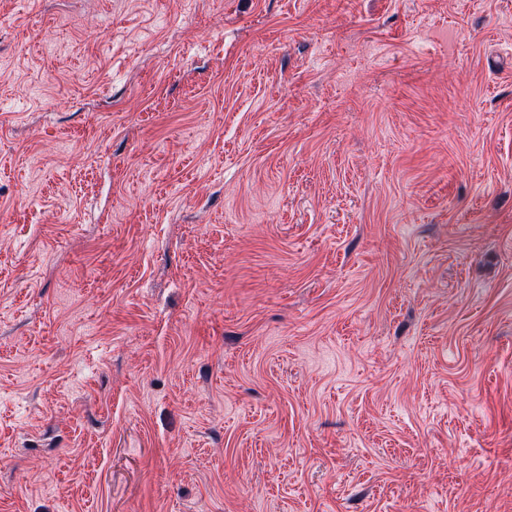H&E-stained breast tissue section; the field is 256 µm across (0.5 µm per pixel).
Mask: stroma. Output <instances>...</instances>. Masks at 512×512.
I'll return each instance as SVG.
<instances>
[{
	"label": "stroma",
	"instance_id": "stroma-1",
	"mask_svg": "<svg viewBox=\"0 0 512 512\" xmlns=\"http://www.w3.org/2000/svg\"><path fill=\"white\" fill-rule=\"evenodd\" d=\"M0 512H512V0H0Z\"/></svg>",
	"mask_w": 512,
	"mask_h": 512
}]
</instances>
